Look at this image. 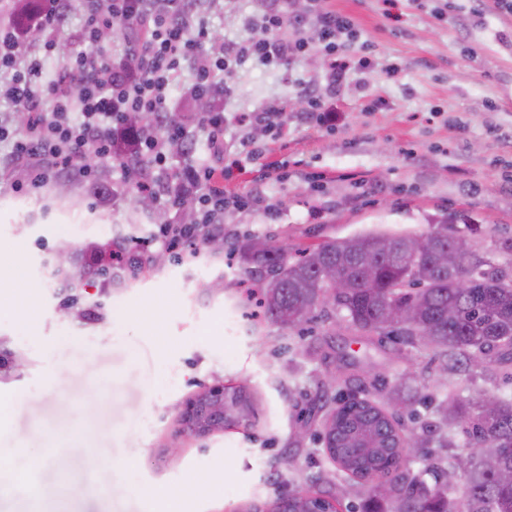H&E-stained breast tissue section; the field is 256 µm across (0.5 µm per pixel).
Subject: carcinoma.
I'll return each mask as SVG.
<instances>
[{"instance_id": "obj_1", "label": "carcinoma", "mask_w": 512, "mask_h": 512, "mask_svg": "<svg viewBox=\"0 0 512 512\" xmlns=\"http://www.w3.org/2000/svg\"><path fill=\"white\" fill-rule=\"evenodd\" d=\"M425 232L430 250L450 246L460 228L447 215L432 221ZM415 235L369 232L346 239H327L302 251L289 261L283 250L261 238L236 246L246 278L252 282L249 294L259 296L266 318L281 327L296 328L315 317L326 316L320 296L327 285L320 279V265L334 264L357 287L336 299L354 330L362 334H389L393 302L418 299L422 303L418 330L400 331L410 343L419 342L435 355L450 358L448 368H467L476 358L487 360L495 370L512 381V282L505 281L499 260L512 267V235L491 238L494 250L483 247L461 258L460 265L472 277L469 289L459 288L452 275L433 265L428 255L413 250ZM372 259L370 276L362 270ZM438 421L423 431L420 447L438 434L439 444L450 441L444 430L463 425L467 437L464 458L473 442L483 441L488 461L478 460L466 477V494L460 501L451 497L454 472L430 467L434 486L417 494V477H405L409 449L396 413L368 400L344 401L326 419L323 440L336 470L353 486L367 487L361 512H512V483L499 476L512 472V400L501 398L496 409L486 412L482 400L464 401L454 395L436 405ZM247 512H310L308 492L280 497L268 508L250 506Z\"/></svg>"}]
</instances>
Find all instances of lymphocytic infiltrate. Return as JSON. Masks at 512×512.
<instances>
[{"label":"lymphocytic infiltrate","mask_w":512,"mask_h":512,"mask_svg":"<svg viewBox=\"0 0 512 512\" xmlns=\"http://www.w3.org/2000/svg\"><path fill=\"white\" fill-rule=\"evenodd\" d=\"M204 9V0H170L169 11L162 14L153 0H111L108 12L87 15L83 39L96 45L100 31L117 24L133 30L127 45L137 67L117 69L100 54L83 53L55 77L46 76L42 57L21 59L20 44L27 30L58 28L67 15V0H49L46 7L25 11L14 25L0 27V99L29 115L28 128L13 140L10 155L32 164L33 187L72 172L90 178L92 167L75 166V158L91 145L99 158L111 159L112 142L126 134L123 117L129 112L152 113L156 127L129 136L131 153L160 154L162 138L182 134L166 104V90L180 63L189 64L197 87L208 90L221 74L247 61L284 65L303 48L302 42L272 37L283 23L282 15L273 12L262 23L268 37L231 43L220 56H206L201 45L208 30L197 21Z\"/></svg>","instance_id":"1"}]
</instances>
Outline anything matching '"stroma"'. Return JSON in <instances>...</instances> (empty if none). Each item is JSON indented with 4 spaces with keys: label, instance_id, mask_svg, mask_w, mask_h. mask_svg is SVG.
Here are the masks:
<instances>
[{
    "label": "stroma",
    "instance_id": "obj_1",
    "mask_svg": "<svg viewBox=\"0 0 512 512\" xmlns=\"http://www.w3.org/2000/svg\"><path fill=\"white\" fill-rule=\"evenodd\" d=\"M87 0H72L52 33L30 31L22 54L45 40L57 50L47 74L65 71L87 46L79 31ZM268 0H210L204 54L224 43L264 37ZM306 0L289 6L284 41L317 36L318 13L350 16L352 35L337 54L371 64L351 71L331 103L334 126L300 106L298 85L326 89V54L304 49L288 68L247 62L212 93L224 119L213 146L199 119L181 114L196 94L193 69L180 64L167 92L192 147L150 163L154 206L181 221L177 199L198 205L201 167L224 172L225 242L251 237L284 247L289 260L328 238L369 231L422 233L429 217L468 215L482 231L512 234V11L499 0ZM281 108L276 127L248 116ZM0 142V265L19 264L21 280L0 279V449L36 459L60 453L67 476L38 468L57 494L38 499L0 489V512H245L283 493L343 479L316 434L349 394L386 404L407 383L415 398L512 397V383L483 369L438 374L432 351L403 337L361 338L314 322L306 331L255 325L259 308L241 284L237 256L211 257L186 244H155L151 213L129 210L133 182L109 161L115 197L55 203L52 183L23 191L26 162L8 161ZM127 240L143 267L106 282L92 276L98 245ZM68 244L88 270L83 288L62 291L49 263ZM61 379H54V372ZM244 388L256 408L247 424L205 435L182 432L180 412L216 383ZM94 457L98 467H85Z\"/></svg>",
    "mask_w": 512,
    "mask_h": 512
}]
</instances>
